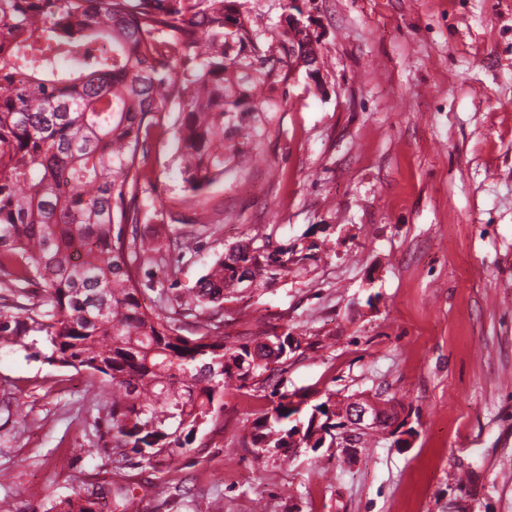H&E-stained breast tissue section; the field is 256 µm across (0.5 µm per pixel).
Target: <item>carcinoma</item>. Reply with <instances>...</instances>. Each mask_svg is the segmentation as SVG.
Segmentation results:
<instances>
[{"mask_svg": "<svg viewBox=\"0 0 512 512\" xmlns=\"http://www.w3.org/2000/svg\"><path fill=\"white\" fill-rule=\"evenodd\" d=\"M235 0H0V343L88 373L92 400H106L105 435L116 472L175 471L204 446L224 393L265 388L301 350L290 333L242 341L224 335V300L309 273L329 256L327 240L272 246L259 232L231 246L166 312L142 305L140 272L190 252L189 230L164 241L141 230L139 196L162 114L178 107L175 154L185 189L224 175L227 125L252 95L238 91L234 51L250 49L255 80L279 60L260 53L257 30ZM99 44L109 46L97 54ZM66 60L70 68H59ZM191 318L193 332L182 334ZM32 337L31 342L24 339ZM261 406L243 445L281 457L330 448L335 395L304 411L286 392ZM134 512L119 481L75 491L52 512Z\"/></svg>", "mask_w": 512, "mask_h": 512, "instance_id": "1", "label": "carcinoma"}]
</instances>
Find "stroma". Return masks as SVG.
<instances>
[{
    "mask_svg": "<svg viewBox=\"0 0 512 512\" xmlns=\"http://www.w3.org/2000/svg\"><path fill=\"white\" fill-rule=\"evenodd\" d=\"M285 0H237L282 56ZM319 37L320 88L305 71L252 90L264 109L249 152L187 191L171 134L156 142L149 196L214 227L177 273L142 277L147 304L195 287L212 261L262 232L273 245L330 228L336 253L224 302V333L273 329L312 343L282 387L400 401L411 448L369 444L288 464L242 447L254 398L233 389L178 472L129 469L138 512H448L469 468L472 512H512V0H299ZM85 372L0 343V499L49 512L111 480L104 407Z\"/></svg>",
    "mask_w": 512,
    "mask_h": 512,
    "instance_id": "1",
    "label": "stroma"
}]
</instances>
